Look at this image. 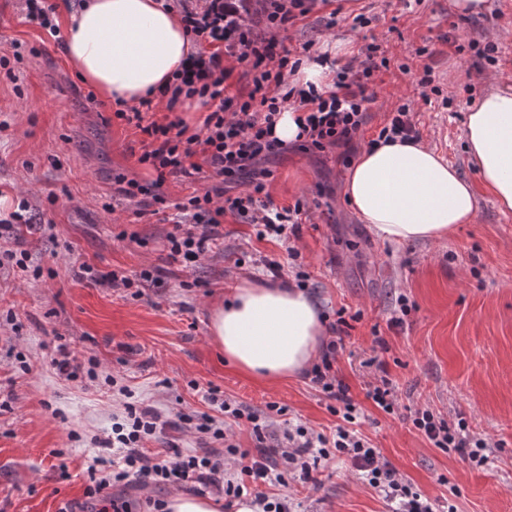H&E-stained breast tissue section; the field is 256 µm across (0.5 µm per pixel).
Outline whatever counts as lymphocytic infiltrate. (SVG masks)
Listing matches in <instances>:
<instances>
[{"label": "lymphocytic infiltrate", "instance_id": "1", "mask_svg": "<svg viewBox=\"0 0 512 512\" xmlns=\"http://www.w3.org/2000/svg\"><path fill=\"white\" fill-rule=\"evenodd\" d=\"M249 2L204 0L200 8L182 4L184 28L198 50L176 73L166 102L146 97L138 105L115 112L116 118L142 134L138 161L153 172L146 185L122 176L116 179L119 195L135 202L138 214L165 212L168 199L163 187L168 178H192L206 168L217 182L212 191L178 203L187 220L175 222L167 235L171 262H197L216 242L228 213L246 219L260 238L285 242L298 233L307 214L303 203L280 207L267 191L272 172L264 163L288 149L272 135L282 110L297 111L300 147L311 152L351 146L368 120L374 100L370 78L377 69L376 45L366 46L363 61L334 68L333 86L326 92L291 86L292 52L279 34L306 13L305 0H257L255 17L245 24L241 12ZM228 56L234 57L236 68L225 67ZM236 73L246 78L248 89L233 94L228 81ZM194 97L209 112L200 132L191 135L174 110L180 100ZM161 106L173 112V120H155ZM241 183L247 184L246 192L226 195V185ZM345 323L341 316L329 324L334 338L310 371L312 383L329 400V410L338 419L332 435L290 423L276 429L275 421L286 416L287 407L272 402L266 413L258 414L214 386L207 388L204 399L219 409L216 417L205 412L172 415L153 404L131 401L125 403L121 420L113 422L111 436L101 440L102 454L94 456L85 469L87 504L106 503L112 512H132L130 504L113 496L111 490L135 483L145 488L178 487L201 495L210 492L223 497L228 510L235 500L248 496L259 512H293L292 497L282 492L268 494L267 486L282 488L295 481H312L322 461L345 458L378 490L392 512H434L432 502L400 477L354 427L357 405L335 368L343 348L339 333ZM408 419L433 447L446 453L467 451L478 467L488 463L490 446L470 435L465 420H446L427 407L410 412ZM241 424L254 438L257 453L249 464L231 471L227 460L241 453L232 428ZM172 429L193 432L198 449L169 456L148 448L149 440Z\"/></svg>", "mask_w": 512, "mask_h": 512}]
</instances>
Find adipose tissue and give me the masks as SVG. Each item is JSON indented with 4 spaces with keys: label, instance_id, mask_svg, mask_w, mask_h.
<instances>
[{
    "label": "adipose tissue",
    "instance_id": "adipose-tissue-1",
    "mask_svg": "<svg viewBox=\"0 0 512 512\" xmlns=\"http://www.w3.org/2000/svg\"><path fill=\"white\" fill-rule=\"evenodd\" d=\"M65 39L70 67L117 106L164 90L195 49L179 14L160 0H82L65 20ZM465 140L478 184L423 143H387L362 150L350 166L349 205L377 237L393 243L432 241L473 223L480 187L501 211H512L511 87L479 98L467 116ZM208 334L241 372L274 382L305 373L327 330L305 290L247 276L212 312Z\"/></svg>",
    "mask_w": 512,
    "mask_h": 512
}]
</instances>
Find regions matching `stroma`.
I'll use <instances>...</instances> for the list:
<instances>
[{"label": "stroma", "mask_w": 512, "mask_h": 512, "mask_svg": "<svg viewBox=\"0 0 512 512\" xmlns=\"http://www.w3.org/2000/svg\"><path fill=\"white\" fill-rule=\"evenodd\" d=\"M485 13L461 20L452 0H328L285 33L292 49L321 54L347 43L360 57L379 47L388 68L376 71L371 118L359 144L377 138L387 112L408 102L422 141L477 181L463 137L468 103L484 79L512 80V0H486ZM23 0H0V214L22 211L16 231L34 276L0 267V512H58L82 500V472L112 433L123 399L105 376L135 398L170 412L206 411L208 386L251 410L287 406V418L331 434L336 418L307 377L261 384L227 363L208 334L224 287L261 274L263 258L305 272L323 313L347 310L336 369L360 408L358 428L423 495L457 512H512V211L479 192L475 223L448 238L392 244L376 237L348 206V162L291 148L269 164L276 205L303 200L310 217L289 243L257 240L252 226L225 215L224 239L202 264H165L172 224L136 217L115 192L123 175L150 181L138 162L143 136L113 115L111 103L89 102L92 88L69 68L65 48L28 22ZM335 26H328L329 12ZM364 14L368 22L354 27ZM464 52L449 47V39ZM496 48V64L476 51ZM431 68L438 95L423 102L417 85ZM130 232L120 241L119 231ZM103 271L163 269V281L128 290L89 283L81 264ZM412 306L402 327L388 323L399 296ZM95 357L100 378L86 386L60 377L54 346ZM388 363L399 409L388 414L367 399L375 369ZM463 414L472 434L495 450L474 467L467 453H444L404 421L405 407ZM62 452L70 479L54 471ZM313 484H292L299 512H389L382 496L346 460L321 464Z\"/></svg>", "instance_id": "obj_1"}]
</instances>
